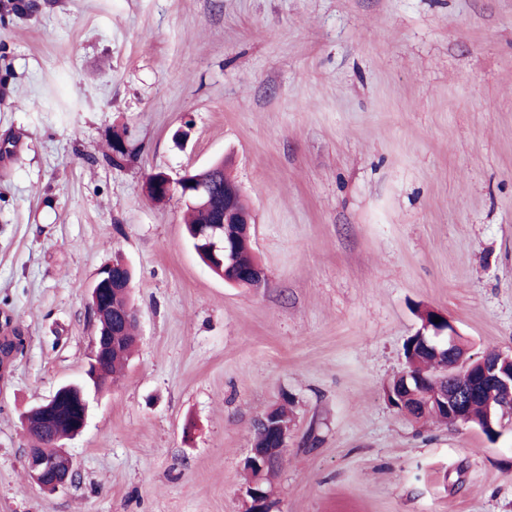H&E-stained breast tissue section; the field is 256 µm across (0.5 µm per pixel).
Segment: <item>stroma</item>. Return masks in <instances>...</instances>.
Returning a JSON list of instances; mask_svg holds the SVG:
<instances>
[{
    "mask_svg": "<svg viewBox=\"0 0 512 512\" xmlns=\"http://www.w3.org/2000/svg\"><path fill=\"white\" fill-rule=\"evenodd\" d=\"M0 0V512H247L254 422L291 396L271 512H512V429L392 408L416 311L512 352V0ZM130 156L113 160L114 133ZM231 157L268 284L230 286L149 174ZM134 270L137 347L30 484L22 415L79 380L88 286ZM320 439L306 443L309 433Z\"/></svg>",
    "mask_w": 512,
    "mask_h": 512,
    "instance_id": "obj_1",
    "label": "stroma"
}]
</instances>
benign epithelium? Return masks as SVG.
<instances>
[{
  "label": "benign epithelium",
  "instance_id": "benign-epithelium-1",
  "mask_svg": "<svg viewBox=\"0 0 512 512\" xmlns=\"http://www.w3.org/2000/svg\"><path fill=\"white\" fill-rule=\"evenodd\" d=\"M145 188L155 196L166 200L174 193L181 198H190L196 202L207 201L206 181L186 171L172 177L164 171L151 173L145 181ZM241 198L239 187L231 183L224 186V213L213 224H203L196 230V239L204 242L209 255V264L229 268L234 263V228L239 224L251 223V214H243L238 208ZM111 268H101L89 286L94 300L92 314L96 327L89 349V367L84 377L87 381L79 384H66L56 389L49 397L40 401L26 414L23 422L26 434L37 433L40 444L27 449L26 469L32 485L40 490L53 493L71 484L76 476L73 458L64 450L62 440L50 434L49 423L53 408L60 394L71 389L78 392L80 409L71 436L80 434L85 428L90 410V395H99L104 391L97 378L96 368L99 361L112 353V346L118 342L117 332L112 330V276ZM432 329L435 344L424 347L438 349L443 346L447 356L452 359L448 364V375L453 387L443 393L429 395L428 403L440 402L448 414L459 425H469L468 402L479 394V390L490 388L497 391L507 401H512V354L500 355L495 360L480 358L462 361L455 358L457 347L463 345L461 334L446 318L441 322L425 324L419 335ZM288 448V431L282 430L275 448H250L246 463H267L269 460H284Z\"/></svg>",
  "mask_w": 512,
  "mask_h": 512
}]
</instances>
